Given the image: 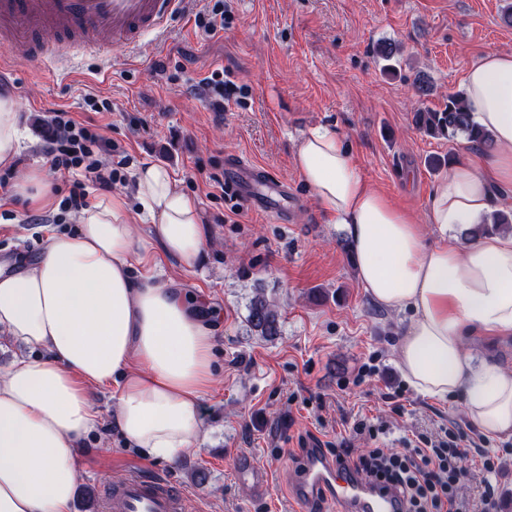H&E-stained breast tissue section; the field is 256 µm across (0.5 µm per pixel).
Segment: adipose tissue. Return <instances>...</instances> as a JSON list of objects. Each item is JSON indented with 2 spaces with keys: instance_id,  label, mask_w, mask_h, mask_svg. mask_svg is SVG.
Instances as JSON below:
<instances>
[{
  "instance_id": "obj_1",
  "label": "adipose tissue",
  "mask_w": 512,
  "mask_h": 512,
  "mask_svg": "<svg viewBox=\"0 0 512 512\" xmlns=\"http://www.w3.org/2000/svg\"><path fill=\"white\" fill-rule=\"evenodd\" d=\"M461 94L497 150L449 165L419 221L375 189L344 138L320 126L294 163L321 209L342 224L371 299L411 316L396 364L415 391L459 395L482 433L512 437V370L468 352V339L512 335V234L466 240L512 185V52L469 64ZM21 114L0 97V166L22 149ZM135 201L97 197L74 214V234H50L40 258L0 270V335L42 350L0 374V512H71L75 450L102 426L94 392H109L126 443L170 463L197 450L200 399L216 379V338L204 298L158 274L135 275L161 249L183 268L207 238L196 199L163 166L133 174ZM147 221L151 238L135 224ZM440 234L426 243V226Z\"/></svg>"
}]
</instances>
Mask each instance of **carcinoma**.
Instances as JSON below:
<instances>
[{"label": "carcinoma", "mask_w": 512, "mask_h": 512, "mask_svg": "<svg viewBox=\"0 0 512 512\" xmlns=\"http://www.w3.org/2000/svg\"><path fill=\"white\" fill-rule=\"evenodd\" d=\"M414 122L418 130L432 138L453 141L461 137L479 148H490L494 143L492 135L477 127L471 120L459 93L448 94V102L441 111L418 109ZM493 230L512 231V216L503 212L495 213L491 217V223L477 225L467 233V236L474 240ZM246 322L255 335L262 339L270 340L280 335V314L277 304L260 292L249 302Z\"/></svg>", "instance_id": "cac0c4a2"}]
</instances>
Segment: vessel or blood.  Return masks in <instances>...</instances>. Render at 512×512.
<instances>
[{"instance_id":"vessel-or-blood-1","label":"vessel or blood","mask_w":512,"mask_h":512,"mask_svg":"<svg viewBox=\"0 0 512 512\" xmlns=\"http://www.w3.org/2000/svg\"><path fill=\"white\" fill-rule=\"evenodd\" d=\"M187 0H0V48L23 47L33 63L51 57L70 61L73 51L98 53L109 46L135 49L147 36L162 35ZM224 181L251 209L278 224L288 223L292 200L286 181L230 155ZM237 474L265 495L269 474L253 457L240 458ZM102 512H186L187 496L165 481L138 473L105 484ZM301 506L326 499L338 512H400L397 496L365 481L354 469L307 448L292 481Z\"/></svg>"}]
</instances>
